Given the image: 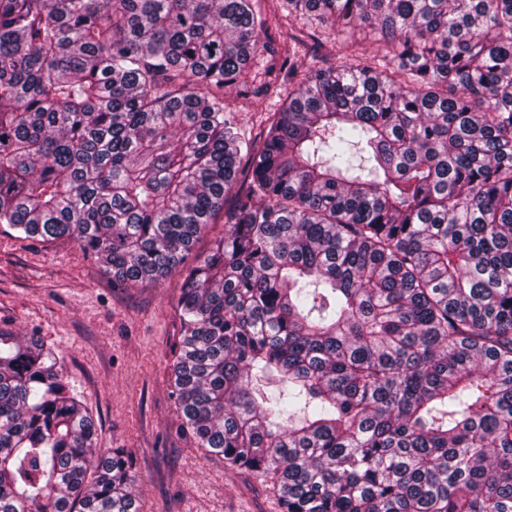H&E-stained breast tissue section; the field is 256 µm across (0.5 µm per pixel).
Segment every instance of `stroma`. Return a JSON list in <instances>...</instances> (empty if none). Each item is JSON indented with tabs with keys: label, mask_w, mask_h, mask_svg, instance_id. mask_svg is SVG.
Here are the masks:
<instances>
[{
	"label": "stroma",
	"mask_w": 512,
	"mask_h": 512,
	"mask_svg": "<svg viewBox=\"0 0 512 512\" xmlns=\"http://www.w3.org/2000/svg\"><path fill=\"white\" fill-rule=\"evenodd\" d=\"M180 272L115 286L71 239L0 224V325L38 336L85 401L100 448L133 460L142 512H281L270 478L227 469L180 428L172 395Z\"/></svg>",
	"instance_id": "stroma-1"
}]
</instances>
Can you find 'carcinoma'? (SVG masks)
<instances>
[{
    "label": "carcinoma",
    "instance_id": "cac0c4a2",
    "mask_svg": "<svg viewBox=\"0 0 512 512\" xmlns=\"http://www.w3.org/2000/svg\"><path fill=\"white\" fill-rule=\"evenodd\" d=\"M0 0V224L185 269L183 427L284 512H512V0ZM288 75L249 134L226 102ZM123 448L0 326V512H140ZM214 222L215 224H210L207 234L197 243L194 251L188 256L182 266H189L197 256L207 253L212 247L214 240L223 236L224 211L216 214Z\"/></svg>",
    "mask_w": 512,
    "mask_h": 512
}]
</instances>
